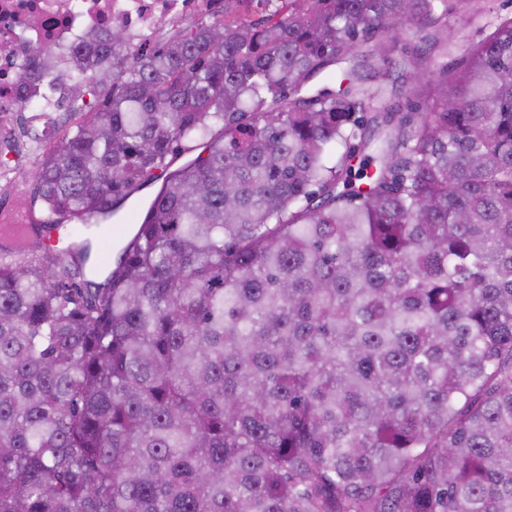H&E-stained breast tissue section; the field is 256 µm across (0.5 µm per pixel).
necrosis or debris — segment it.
<instances>
[{"label":"necrosis or debris","mask_w":512,"mask_h":512,"mask_svg":"<svg viewBox=\"0 0 512 512\" xmlns=\"http://www.w3.org/2000/svg\"><path fill=\"white\" fill-rule=\"evenodd\" d=\"M222 0H0V110L11 108L17 83L11 61L14 31L34 26L37 42L66 53L72 49L71 28L118 26L133 36L134 46H147L160 25L220 12Z\"/></svg>","instance_id":"4bbe7bcc"}]
</instances>
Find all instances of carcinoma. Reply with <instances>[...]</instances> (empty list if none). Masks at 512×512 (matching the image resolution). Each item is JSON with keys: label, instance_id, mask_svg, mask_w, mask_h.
Returning a JSON list of instances; mask_svg holds the SVG:
<instances>
[{"label": "carcinoma", "instance_id": "1", "mask_svg": "<svg viewBox=\"0 0 512 512\" xmlns=\"http://www.w3.org/2000/svg\"><path fill=\"white\" fill-rule=\"evenodd\" d=\"M451 1L485 18L453 69ZM484 2L20 39L21 107L73 123L41 219L0 224V512H512V14Z\"/></svg>", "mask_w": 512, "mask_h": 512}]
</instances>
